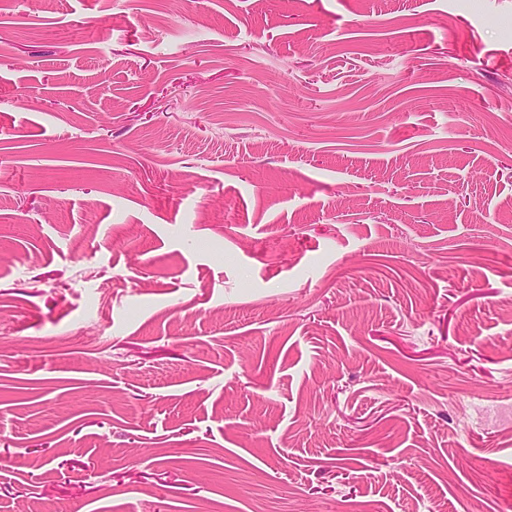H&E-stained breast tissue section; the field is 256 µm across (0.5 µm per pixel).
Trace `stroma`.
Segmentation results:
<instances>
[{
	"label": "stroma",
	"mask_w": 512,
	"mask_h": 512,
	"mask_svg": "<svg viewBox=\"0 0 512 512\" xmlns=\"http://www.w3.org/2000/svg\"><path fill=\"white\" fill-rule=\"evenodd\" d=\"M0 512H512V0H8Z\"/></svg>",
	"instance_id": "35a3bbf8"
}]
</instances>
